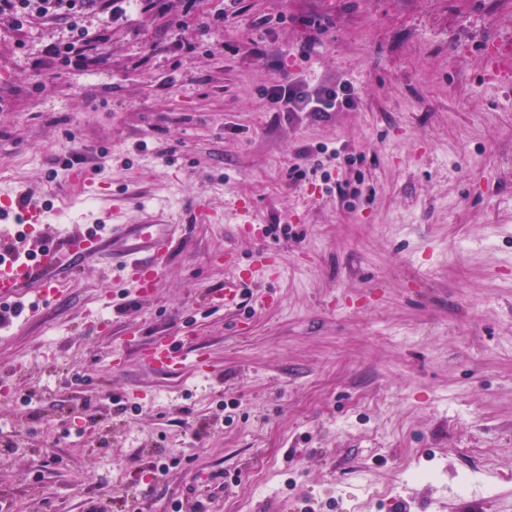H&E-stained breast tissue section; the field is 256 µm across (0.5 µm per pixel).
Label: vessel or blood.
Here are the masks:
<instances>
[{
  "instance_id": "obj_1",
  "label": "vessel or blood",
  "mask_w": 512,
  "mask_h": 512,
  "mask_svg": "<svg viewBox=\"0 0 512 512\" xmlns=\"http://www.w3.org/2000/svg\"><path fill=\"white\" fill-rule=\"evenodd\" d=\"M0 209L20 210L24 223L31 227L52 220L50 212L33 199L22 204L4 196ZM181 231V225L161 219L143 224H88L64 228L61 241L39 235L29 244L13 227L0 228V243L8 245L7 250H0V301L18 299L33 280L43 283L44 294H51L62 277L104 255L111 257L114 272L131 280L137 294H144L148 282L142 272L158 273ZM145 360L162 372L179 371L185 364L184 356L170 343L154 346Z\"/></svg>"
}]
</instances>
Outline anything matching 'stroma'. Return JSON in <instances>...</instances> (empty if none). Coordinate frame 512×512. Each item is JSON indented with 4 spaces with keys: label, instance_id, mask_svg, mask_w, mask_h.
<instances>
[{
    "label": "stroma",
    "instance_id": "1",
    "mask_svg": "<svg viewBox=\"0 0 512 512\" xmlns=\"http://www.w3.org/2000/svg\"><path fill=\"white\" fill-rule=\"evenodd\" d=\"M122 8L81 18L85 69L49 54L69 16L0 19V194L48 237L187 221L147 296L98 259L0 323V512H512V0ZM342 81L323 118L267 97ZM261 249L276 275L213 304ZM0 209L10 211L17 209L21 212L24 224L28 225L27 235L35 230V224H50L52 217L38 201L30 199L26 204L21 205L19 199L13 200L10 196L2 195ZM146 363L162 372H176L183 368L186 358L171 343L154 346L145 357Z\"/></svg>",
    "mask_w": 512,
    "mask_h": 512
}]
</instances>
